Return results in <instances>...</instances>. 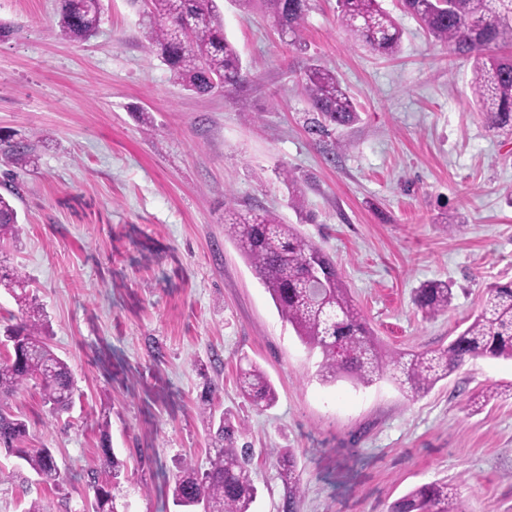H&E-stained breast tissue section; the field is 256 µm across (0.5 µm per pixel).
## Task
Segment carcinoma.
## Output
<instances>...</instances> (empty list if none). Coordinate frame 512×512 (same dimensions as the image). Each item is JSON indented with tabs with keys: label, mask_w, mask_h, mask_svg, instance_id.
<instances>
[{
	"label": "carcinoma",
	"mask_w": 512,
	"mask_h": 512,
	"mask_svg": "<svg viewBox=\"0 0 512 512\" xmlns=\"http://www.w3.org/2000/svg\"><path fill=\"white\" fill-rule=\"evenodd\" d=\"M138 8L150 51L169 68L188 91L208 94L243 80V63L235 46L224 36L216 0H130ZM275 20L281 34L296 37L309 10V0H259ZM341 27L356 42L385 57L401 49L402 30L380 6L379 0H337ZM406 12L416 17L437 42L473 58L471 90L488 126L512 133V55L494 54L491 47L512 45V0H402ZM57 25L65 38L84 42L100 24L99 0H58ZM309 111V130L330 136L338 127L358 120L352 98L336 71L312 61L300 78ZM0 157L23 166L29 146L0 135ZM291 203L304 212L303 192L290 171L282 172ZM19 213L10 199L0 195V241L14 240ZM224 232L256 277L270 293L281 317L300 340L322 355L319 376L325 383L349 379L369 385L388 374L413 395L428 392L475 356L512 359V282L488 286L481 309L448 347L434 351L383 350L360 312L333 259L293 224H284L264 208L244 212L224 200ZM318 258L328 269L324 284L316 285L309 268ZM26 277L18 268L0 262V288L11 292L21 310L18 321L0 327V345L11 348L0 362V449L17 455L44 484L58 486L63 477L49 448L28 451L20 447L27 435L23 415L12 411L8 400L26 382H39L44 404L55 417L73 405V380L65 360L47 342L48 325L43 310L29 297ZM452 284L430 281L416 291L415 303L426 317L448 311ZM240 393L255 407L276 402V390L256 363L239 371ZM216 392L206 387L200 395L202 413L211 436L209 468L204 473L183 462L175 475L173 498L182 512H250L258 489L249 462L253 449L237 447L238 428L231 416L216 413L211 402ZM102 451L111 477L119 479L123 464L108 448L102 433ZM281 476L290 489L288 505L300 492V475L294 454L279 456ZM91 512H114L112 486L95 487ZM391 512H467L446 483L417 487L397 499Z\"/></svg>",
	"instance_id": "cac0c4a2"
}]
</instances>
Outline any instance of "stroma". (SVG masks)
Segmentation results:
<instances>
[{
  "mask_svg": "<svg viewBox=\"0 0 512 512\" xmlns=\"http://www.w3.org/2000/svg\"><path fill=\"white\" fill-rule=\"evenodd\" d=\"M101 5L97 35L76 43L53 22L56 0H0V25L13 30L0 41V132L34 158L16 179L18 242L0 260L26 275L75 387L58 418L35 383L11 397L29 423L26 447L53 449L64 483L40 484L1 450L0 512L35 500L87 512L92 481L110 479L105 438L124 465L118 512H178L176 462L208 467L199 396L209 381L255 450L252 512H390L433 482L458 485L469 512H512V360L475 357L419 396L387 377L323 383L319 351L224 233L228 195L299 225L385 350L447 347L486 287L512 280V135L491 131L475 105L471 59L435 42L401 0H381L403 30L394 58L354 43L336 0H310L295 46L257 2L218 0L244 79L200 96L149 51L127 0ZM313 58L359 110L329 138L303 125L298 76ZM283 168L314 223L291 207ZM436 280L453 298L430 319L414 296ZM249 360L277 392L263 411L237 387ZM282 448L300 474L293 502Z\"/></svg>",
  "mask_w": 512,
  "mask_h": 512,
  "instance_id": "1",
  "label": "stroma"
}]
</instances>
